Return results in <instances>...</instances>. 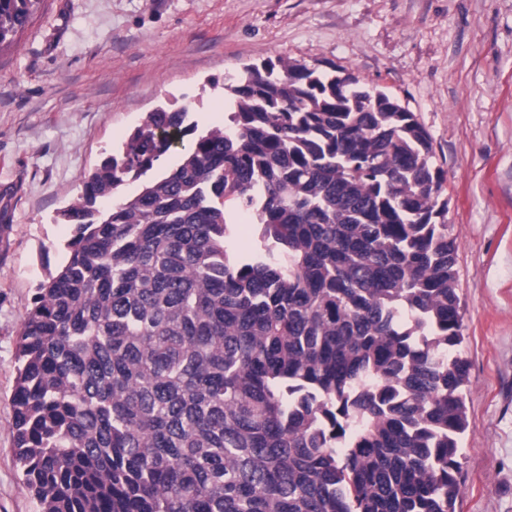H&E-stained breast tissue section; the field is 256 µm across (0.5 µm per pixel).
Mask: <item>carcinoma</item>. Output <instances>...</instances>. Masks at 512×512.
Instances as JSON below:
<instances>
[{"label":"carcinoma","mask_w":512,"mask_h":512,"mask_svg":"<svg viewBox=\"0 0 512 512\" xmlns=\"http://www.w3.org/2000/svg\"><path fill=\"white\" fill-rule=\"evenodd\" d=\"M38 2L0 0V46ZM224 98L200 134L149 113L60 213L11 398L42 512H456L468 363L429 133L288 58ZM180 156L181 148L168 152L166 155L161 157L151 171L142 176L139 180H129L125 182L115 193L114 199L119 197H132L136 195L144 183L173 168L178 163Z\"/></svg>","instance_id":"cac0c4a2"}]
</instances>
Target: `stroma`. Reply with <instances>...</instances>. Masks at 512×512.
Returning a JSON list of instances; mask_svg holds the SVG:
<instances>
[{
  "label": "stroma",
  "mask_w": 512,
  "mask_h": 512,
  "mask_svg": "<svg viewBox=\"0 0 512 512\" xmlns=\"http://www.w3.org/2000/svg\"><path fill=\"white\" fill-rule=\"evenodd\" d=\"M280 57L386 91L430 134L469 366L457 508L512 512V0H41L0 49V512H40L11 397L73 236L58 213L149 112L223 125L225 76Z\"/></svg>",
  "instance_id": "stroma-1"
}]
</instances>
